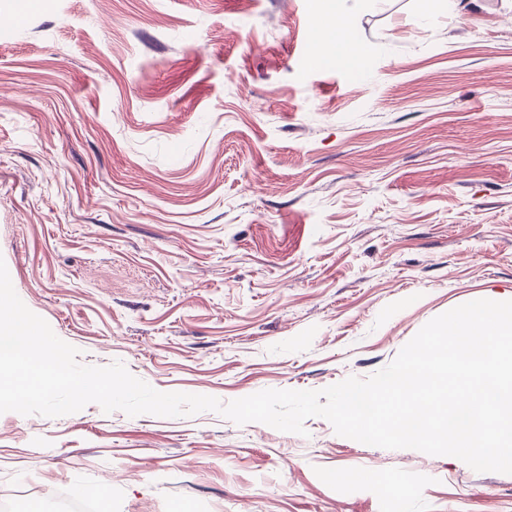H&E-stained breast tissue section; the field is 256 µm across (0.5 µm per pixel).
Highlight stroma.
I'll list each match as a JSON object with an SVG mask.
<instances>
[{
    "instance_id": "35a3bbf8",
    "label": "stroma",
    "mask_w": 512,
    "mask_h": 512,
    "mask_svg": "<svg viewBox=\"0 0 512 512\" xmlns=\"http://www.w3.org/2000/svg\"><path fill=\"white\" fill-rule=\"evenodd\" d=\"M0 258L81 364L160 392L374 374L512 300V0H42L0 37ZM304 426L6 412L0 499L512 512L510 474Z\"/></svg>"
}]
</instances>
